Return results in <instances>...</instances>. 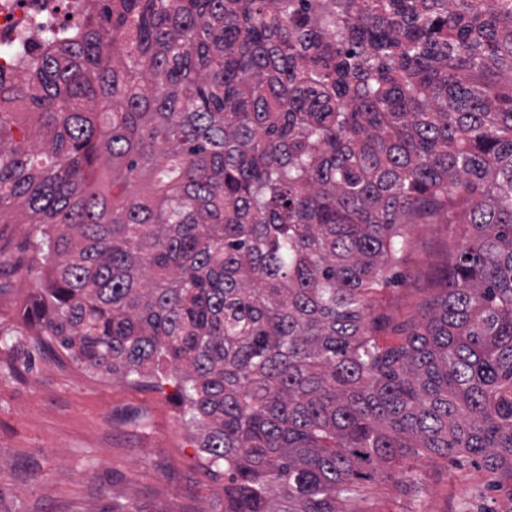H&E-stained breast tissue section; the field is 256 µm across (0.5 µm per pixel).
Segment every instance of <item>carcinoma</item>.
Instances as JSON below:
<instances>
[{
    "label": "carcinoma",
    "instance_id": "1",
    "mask_svg": "<svg viewBox=\"0 0 512 512\" xmlns=\"http://www.w3.org/2000/svg\"><path fill=\"white\" fill-rule=\"evenodd\" d=\"M0 74L38 353L171 385L224 512H349L388 464L512 480V0H96ZM460 246L394 344L407 229Z\"/></svg>",
    "mask_w": 512,
    "mask_h": 512
}]
</instances>
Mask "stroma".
<instances>
[{
	"mask_svg": "<svg viewBox=\"0 0 512 512\" xmlns=\"http://www.w3.org/2000/svg\"><path fill=\"white\" fill-rule=\"evenodd\" d=\"M410 246L376 296L386 342L419 317L448 250L451 224H417ZM0 266V512H222L217 485L199 467L204 429L185 421L173 387L134 386L85 370L60 354L38 356L15 377L32 325L33 294ZM377 477L352 512H512V483L468 458L422 456Z\"/></svg>",
	"mask_w": 512,
	"mask_h": 512,
	"instance_id": "obj_1",
	"label": "stroma"
}]
</instances>
